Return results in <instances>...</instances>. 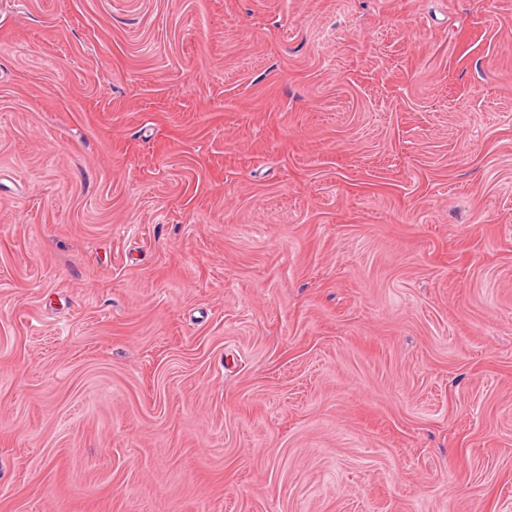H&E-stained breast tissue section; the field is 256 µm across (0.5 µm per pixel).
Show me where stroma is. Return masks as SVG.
<instances>
[{"mask_svg":"<svg viewBox=\"0 0 512 512\" xmlns=\"http://www.w3.org/2000/svg\"><path fill=\"white\" fill-rule=\"evenodd\" d=\"M0 512H512V0H0Z\"/></svg>","mask_w":512,"mask_h":512,"instance_id":"obj_1","label":"stroma"}]
</instances>
